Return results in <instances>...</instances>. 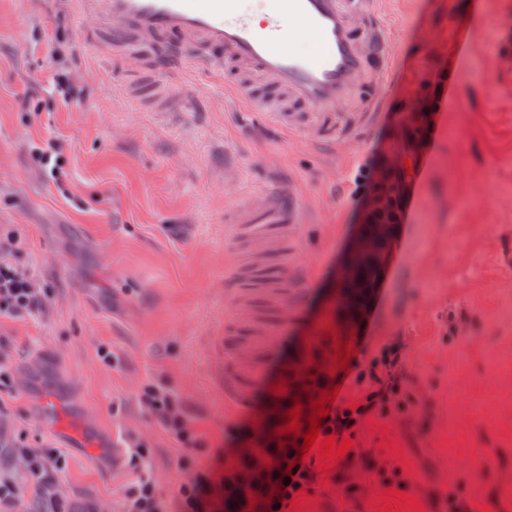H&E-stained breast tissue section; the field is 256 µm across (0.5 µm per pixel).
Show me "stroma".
I'll use <instances>...</instances> for the list:
<instances>
[{
    "instance_id": "35a3bbf8",
    "label": "stroma",
    "mask_w": 512,
    "mask_h": 512,
    "mask_svg": "<svg viewBox=\"0 0 512 512\" xmlns=\"http://www.w3.org/2000/svg\"><path fill=\"white\" fill-rule=\"evenodd\" d=\"M83 9L0 0V227L44 301L0 320V425L58 453L64 512H123L137 466L185 512L182 485L277 426L279 383L298 366L331 372L337 339L360 362L398 342L410 402L390 397L355 430L349 468L322 459L297 512H381L380 463L409 484L395 512H448L456 486L470 505L512 512V55L498 50L512 0H374L397 63L381 111L350 133L327 113L280 127L227 90L222 64L168 63L151 42L128 59ZM48 140L61 147L54 177L38 159ZM414 156L406 220L364 312L347 317L336 283L373 195L356 178L366 165L384 184ZM277 188L305 212L287 251L232 241L228 220ZM228 256L256 291V320L277 317L262 269L309 266L300 314L238 406L224 394L228 348L250 330L224 292ZM150 385L179 398L193 442L155 422ZM134 443L137 463L113 465V448ZM0 469L18 512H41L27 459L0 448Z\"/></svg>"
}]
</instances>
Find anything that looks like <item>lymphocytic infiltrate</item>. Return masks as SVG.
<instances>
[{
  "label": "lymphocytic infiltrate",
  "instance_id": "f902f5d3",
  "mask_svg": "<svg viewBox=\"0 0 512 512\" xmlns=\"http://www.w3.org/2000/svg\"><path fill=\"white\" fill-rule=\"evenodd\" d=\"M13 248V239L0 237V318L31 314L43 307L35 274L13 264ZM399 364L400 347L394 343L360 369L356 376L360 397L329 404L327 417L317 421L322 437L343 438L368 415L383 412L388 397L401 391ZM143 402L166 430L187 439L185 420L171 392L148 389ZM316 479L312 457L302 454L301 439L287 432L252 448L232 449L218 484L199 482L183 487L182 495L188 512H224L229 499L236 512H287L291 498L308 491Z\"/></svg>",
  "mask_w": 512,
  "mask_h": 512
}]
</instances>
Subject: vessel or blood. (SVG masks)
I'll list each match as a JSON object with an SVG mask.
<instances>
[{"instance_id":"vessel-or-blood-1","label":"vessel or blood","mask_w":512,"mask_h":512,"mask_svg":"<svg viewBox=\"0 0 512 512\" xmlns=\"http://www.w3.org/2000/svg\"><path fill=\"white\" fill-rule=\"evenodd\" d=\"M83 21L108 23L117 40L135 46L156 35L169 50L184 45L199 58L221 54L237 95L260 111L274 113L288 129L301 112H336L361 82L383 85L394 67L384 30L375 24L369 0H268L262 24H255L240 0H87ZM309 33L318 49L298 54L284 45L286 32ZM250 218L231 225L235 240L261 238L287 243L302 207L293 195L272 193L249 206ZM287 320L264 324L253 350L238 362L249 375L257 361L278 349Z\"/></svg>"}]
</instances>
